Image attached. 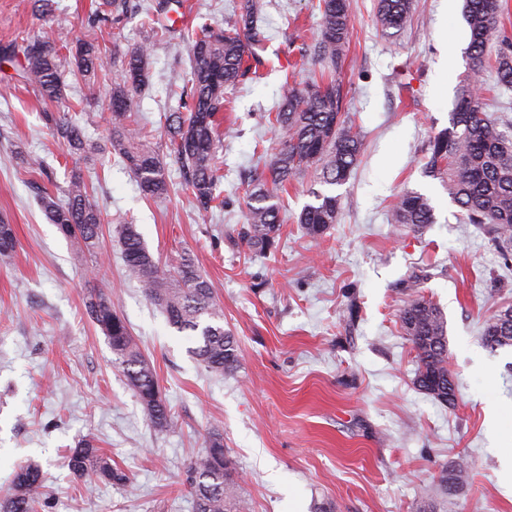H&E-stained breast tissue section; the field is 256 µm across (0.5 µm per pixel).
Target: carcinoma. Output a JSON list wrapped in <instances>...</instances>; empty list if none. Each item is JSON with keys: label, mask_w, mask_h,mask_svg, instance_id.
Wrapping results in <instances>:
<instances>
[{"label": "carcinoma", "mask_w": 512, "mask_h": 512, "mask_svg": "<svg viewBox=\"0 0 512 512\" xmlns=\"http://www.w3.org/2000/svg\"><path fill=\"white\" fill-rule=\"evenodd\" d=\"M106 9L95 16L117 21L127 11V0H102ZM414 0H377L376 13L382 31L396 35L406 24ZM321 13L318 55L337 62L348 43L351 17L348 0H319ZM263 5L260 0H242L237 20L224 29L203 24L188 39L190 78L179 109L166 117L165 151L146 139L133 101L149 85L152 44H138L124 53L112 86L111 117L107 145L91 140L69 115L44 113L55 143L68 154L84 157L110 153L118 158L138 182L144 196L152 200L170 191L168 164L177 166L182 190L189 194L198 213L209 214L218 200L217 152L224 133V93L234 87L246 69L247 54H256L261 43ZM507 10L503 0H465L464 17L470 32L468 72L458 82L449 126L430 139L422 173L439 180L449 197L466 214L471 224H484L503 249L512 247V135L482 105L485 71L495 73L501 88L512 89V38L502 28ZM500 46L497 58H486V48ZM22 54L21 83L33 87L45 102L65 99L61 77L62 60L56 41L48 33L21 44L0 48V59L16 61ZM115 66L114 58L91 41L79 45L71 70L81 78L82 94L93 98L99 91L97 78ZM343 85L332 77L313 82L304 89L291 88L275 112L272 125L279 138L267 151L269 159L248 178L249 210L241 238L258 257L275 247L280 231L277 191L308 174L327 186L343 184L356 165L361 136L341 112ZM315 202L306 205L299 217L306 234L318 239L337 222L340 202L336 195L312 192ZM41 206L46 218L56 225L78 257L99 259L100 239L108 216L94 200L89 184L73 175L62 196L45 194ZM393 223L422 232L435 223L434 208L423 194L404 190L391 211ZM123 258L130 277L137 279L145 295L161 307L170 327L179 333L195 334L191 353L210 372L223 374L237 368L238 345L224 330V316L208 280L199 273L187 253L163 270L149 251L134 224L117 227ZM17 238L13 225L0 219V257L10 256ZM86 313L106 336L117 363L147 412L153 426L162 431L170 423L169 409L162 400L157 375L133 342L125 320L112 306V289L107 281H93L85 300ZM512 307L485 322L483 340L492 350L512 346V319L504 320ZM401 328L416 352L415 384L441 404L452 406L456 384L448 380V321L437 304L416 298L400 312ZM67 466L77 480L107 482L127 487L124 472L91 442L84 440L69 451ZM42 469L34 463L20 464L13 478V491L0 501V512H35L44 488ZM188 484L194 512H241L239 485L224 460L223 438L211 436L206 451L188 469Z\"/></svg>", "instance_id": "cac0c4a2"}]
</instances>
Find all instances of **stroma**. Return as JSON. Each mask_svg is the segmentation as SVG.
<instances>
[{
  "mask_svg": "<svg viewBox=\"0 0 512 512\" xmlns=\"http://www.w3.org/2000/svg\"><path fill=\"white\" fill-rule=\"evenodd\" d=\"M154 0H128L120 23L89 25L95 0H52L60 27L36 16L31 0H0V45L49 32L70 53L95 41L114 57L152 38L145 10ZM259 60L224 94V121L235 134L217 153L223 207L198 214L174 190L150 200L110 160L66 155L42 112L36 90L0 65V217L13 225L15 252L0 258V498L20 463L45 476L50 512H193L190 462L211 433L241 479L245 512H512V346L488 349L485 320L512 307V258L468 223L439 180L422 174L428 142L449 125L455 90L468 70L470 34L463 4L415 0L397 36L382 33L376 0H349L352 29L338 64L318 56V0H262ZM240 0H188L159 22L171 33L156 42L150 85L133 107L153 143L164 140L170 105L190 69L188 38L201 23L228 27ZM335 71L342 111L363 146L340 197L336 224L322 238L298 222L311 203L309 178L280 192L283 223L274 257L242 244L244 180L288 88ZM66 112L88 137L105 142L112 77L84 99L66 75ZM36 155L46 174L28 173ZM92 184L112 218L135 224L160 261L190 253L238 341L240 366L208 373L189 352L193 340L171 328L125 271L121 248L104 231L109 265L77 260L46 219L41 191L61 194L72 172ZM427 196L435 222L420 234L390 220L403 190ZM423 278L414 288L411 272ZM112 283V303L153 365L171 414L154 428L83 299L93 278ZM425 297L448 320V366L458 387L447 407L415 383L414 352L399 311ZM85 439L130 478V489L87 488L65 458ZM451 469L462 490L445 489Z\"/></svg>",
  "mask_w": 512,
  "mask_h": 512,
  "instance_id": "obj_1",
  "label": "stroma"
}]
</instances>
